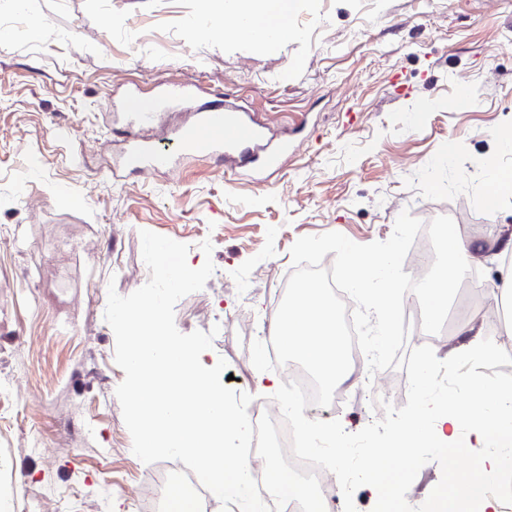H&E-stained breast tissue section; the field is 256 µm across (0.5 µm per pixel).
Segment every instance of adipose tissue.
<instances>
[{
	"instance_id": "obj_1",
	"label": "adipose tissue",
	"mask_w": 512,
	"mask_h": 512,
	"mask_svg": "<svg viewBox=\"0 0 512 512\" xmlns=\"http://www.w3.org/2000/svg\"><path fill=\"white\" fill-rule=\"evenodd\" d=\"M302 0H204L203 6L220 28L275 49L292 35L290 19ZM448 265L437 267L436 276L423 288L428 317L448 307V295L468 273L473 263V244L458 232H448L441 241ZM467 427L471 448L495 442V451L463 462L449 454L444 493L436 512H461L468 501H476L479 512H498L499 500L487 492L489 483L512 487V387L499 386L478 392L467 404L451 407L449 401L424 404L405 420L397 443L405 448L404 464H412L414 453L424 447H441L455 441L460 427Z\"/></svg>"
}]
</instances>
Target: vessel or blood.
<instances>
[{"label":"vessel or blood","instance_id":"1","mask_svg":"<svg viewBox=\"0 0 512 512\" xmlns=\"http://www.w3.org/2000/svg\"><path fill=\"white\" fill-rule=\"evenodd\" d=\"M163 99L171 104H193L194 126L181 129L174 138L162 141L134 138L128 141L119 169H175L180 154L202 149L216 155H241L256 173L280 168L288 146L271 144L264 129L249 117L230 112L219 104L196 103L194 89L187 85L165 89Z\"/></svg>","mask_w":512,"mask_h":512}]
</instances>
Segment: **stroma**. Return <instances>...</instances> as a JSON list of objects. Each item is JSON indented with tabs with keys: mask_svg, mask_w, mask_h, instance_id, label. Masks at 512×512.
I'll list each match as a JSON object with an SVG mask.
<instances>
[{
	"mask_svg": "<svg viewBox=\"0 0 512 512\" xmlns=\"http://www.w3.org/2000/svg\"><path fill=\"white\" fill-rule=\"evenodd\" d=\"M303 3L271 51L202 25V0H0V512H136L149 466L131 450L104 313L108 287L126 296L149 279L141 231L189 245L190 267L213 261L175 306L185 334L275 314L298 238L383 241L405 210L451 217L499 279L491 240L512 226V196L484 206L483 161L512 167L498 149L512 133V0ZM182 82L224 90L295 150L261 184L205 152L174 174L114 177L125 115L113 102L139 88L131 106L156 112V135L193 119L153 96ZM497 308L492 293L462 290L447 323L473 319L512 350ZM256 339L213 343L203 360H226L229 388L259 398ZM359 385L364 399L337 415L347 432L382 418L372 400L407 401L406 370Z\"/></svg>",
	"mask_w": 512,
	"mask_h": 512,
	"instance_id": "obj_1",
	"label": "stroma"
}]
</instances>
